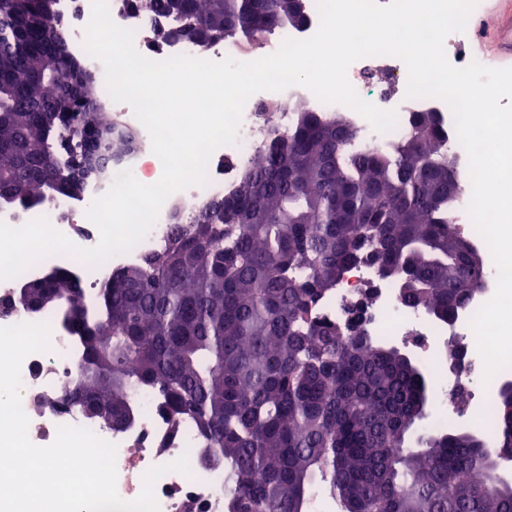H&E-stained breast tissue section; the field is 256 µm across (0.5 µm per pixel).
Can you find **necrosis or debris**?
I'll return each mask as SVG.
<instances>
[{"instance_id": "4bbe7bcc", "label": "necrosis or debris", "mask_w": 512, "mask_h": 512, "mask_svg": "<svg viewBox=\"0 0 512 512\" xmlns=\"http://www.w3.org/2000/svg\"><path fill=\"white\" fill-rule=\"evenodd\" d=\"M113 21L135 32V46L147 58L163 60L176 55L196 56L191 45L169 40L154 43L150 33L151 16L133 10L129 0H108ZM57 14L67 28L68 43L74 55L88 66L103 71V64L90 57L83 45L84 28L91 17V0H57ZM348 78L359 94L383 110L396 111L398 122L386 133L376 132L356 111H348L350 124L362 143L384 147L396 143L411 128L417 113H436L445 130L444 151L453 156L460 170H467L468 158L460 145L452 113L447 104L436 97L410 98L404 85L408 79L403 61L391 56L361 58L348 69ZM265 91L255 93L247 101L236 144L219 148L208 164L209 181L172 194L163 204L158 219L147 237L129 252L118 254L97 266H82L78 272L87 285L86 300H93L97 286L116 268L138 262L143 256L164 248L168 241L173 208H181L183 218H190L194 205L232 192L270 136L260 106L268 99ZM106 185L89 182L82 198L57 196L49 207H17L0 204V220L13 227L44 217L81 248L99 242L97 227L86 211L103 195ZM496 289V268L487 266L478 293L448 322L434 321L426 309L406 305L402 300L401 283L395 277H381L371 266H351L336 288L319 303L318 315L328 321L344 320L353 307H361L371 335L406 341L418 350L425 362H434L441 348L454 350L455 355L440 365L441 388L436 397L440 407L450 406L459 394H467L470 402L482 407L479 425L491 429V397L493 389L512 379V366L500 370L483 383V361L477 351L470 320L475 312L493 296ZM39 321L49 323L53 350L28 356L21 368L22 408L30 420L28 436L38 446L53 442L59 427H88L89 422L77 408L63 409L47 405L36 408L34 398L54 396L60 386L78 369L85 352L82 343L66 329L56 313L45 311ZM98 437L116 444L117 491L126 501L134 500L142 490V477L151 467L173 462L187 456L191 473L170 472L154 485L159 512H224L226 490L233 484L228 465L210 466L204 461V448L191 423H183L179 433H171L167 417L157 409L152 393L142 398V417L120 432L97 429Z\"/></svg>"}]
</instances>
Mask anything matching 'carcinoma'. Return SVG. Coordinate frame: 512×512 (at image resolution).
<instances>
[{
  "mask_svg": "<svg viewBox=\"0 0 512 512\" xmlns=\"http://www.w3.org/2000/svg\"><path fill=\"white\" fill-rule=\"evenodd\" d=\"M176 22L163 39L200 51L256 41L306 17L305 0H134ZM271 129L237 189L173 225L168 247L112 272L88 306L73 271L46 272L35 311L58 312L86 355L67 401L120 431L153 392L173 430L190 421L233 467L227 512H512V394L493 397L489 455L473 433L406 435L426 415L433 375L369 334L316 314L347 267L401 281L406 303L446 322L484 266L455 226L459 171L432 113L391 147L357 146L341 114L301 104ZM98 76L73 55L55 0H0V202L77 197L99 168L132 154Z\"/></svg>",
  "mask_w": 512,
  "mask_h": 512,
  "instance_id": "1",
  "label": "carcinoma"
}]
</instances>
